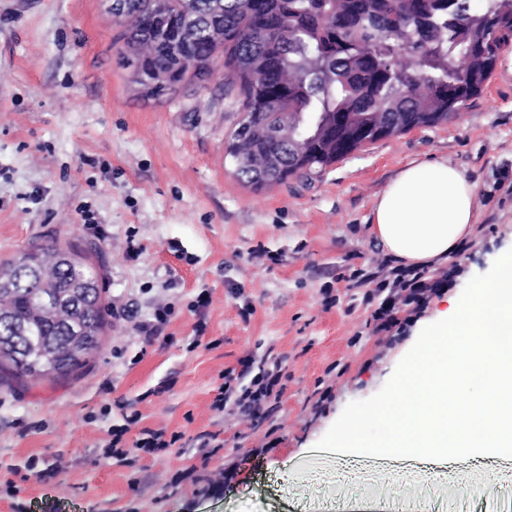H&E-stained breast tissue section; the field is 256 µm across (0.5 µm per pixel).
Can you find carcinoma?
I'll list each match as a JSON object with an SVG mask.
<instances>
[{
    "label": "carcinoma",
    "mask_w": 512,
    "mask_h": 512,
    "mask_svg": "<svg viewBox=\"0 0 512 512\" xmlns=\"http://www.w3.org/2000/svg\"><path fill=\"white\" fill-rule=\"evenodd\" d=\"M224 23V41L207 35ZM169 33L187 32L174 54L160 42L157 53L139 56L138 39L121 30L118 64L130 71L141 96L158 99L183 85L198 84L215 65L242 97L250 123H238L236 141L254 122L268 134L262 149L282 155V166L260 173L235 161L238 176L256 188L309 175L368 143L453 119L478 97L500 53L512 45V0H169ZM419 53L417 70L403 53ZM170 76L168 89L143 86L141 72ZM397 112L404 123L376 133L375 115ZM288 127L309 135L299 165L288 163ZM30 271L28 288L54 289V303L73 319L70 326L39 313L28 292L16 288L17 266ZM0 374L66 379L78 374L99 347L108 321L93 267L78 253L41 246L0 261ZM38 331L54 344L53 357L37 368L16 351L17 337Z\"/></svg>",
    "instance_id": "1"
}]
</instances>
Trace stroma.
Returning <instances> with one entry per match:
<instances>
[{"instance_id":"1","label":"stroma","mask_w":512,"mask_h":512,"mask_svg":"<svg viewBox=\"0 0 512 512\" xmlns=\"http://www.w3.org/2000/svg\"><path fill=\"white\" fill-rule=\"evenodd\" d=\"M102 0H0V260L70 247L92 263L108 327L76 377L0 384V512H494L512 476L445 494L418 465L378 455L372 410L454 302L512 250V49L459 121L382 139L312 180L256 189L227 141L243 112L215 76L158 99L117 63ZM476 183L462 273L387 345L369 281L386 277L368 228L387 184L414 161ZM209 304L189 309L200 293ZM335 303L325 307V296ZM174 313L157 338L139 324ZM281 361L279 408L242 421L213 407L225 370ZM179 434L133 465L107 453L129 415ZM365 420L354 484L335 478L336 440ZM216 433L219 447L197 437ZM234 478H226L227 469Z\"/></svg>"}]
</instances>
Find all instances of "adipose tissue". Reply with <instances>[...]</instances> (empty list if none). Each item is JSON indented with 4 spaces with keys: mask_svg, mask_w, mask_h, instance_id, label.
Masks as SVG:
<instances>
[{
    "mask_svg": "<svg viewBox=\"0 0 512 512\" xmlns=\"http://www.w3.org/2000/svg\"><path fill=\"white\" fill-rule=\"evenodd\" d=\"M476 186L443 161L414 162L372 209L370 232L399 265L441 264L473 233ZM373 409L390 431L383 456L425 470L512 458V254L456 303Z\"/></svg>",
    "mask_w": 512,
    "mask_h": 512,
    "instance_id": "ef3b65f1",
    "label": "adipose tissue"
}]
</instances>
